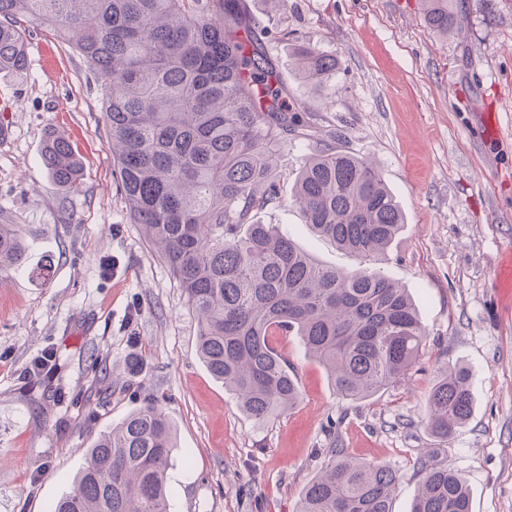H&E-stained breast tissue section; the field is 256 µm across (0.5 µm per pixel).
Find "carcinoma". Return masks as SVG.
I'll return each instance as SVG.
<instances>
[{"label": "carcinoma", "instance_id": "obj_1", "mask_svg": "<svg viewBox=\"0 0 512 512\" xmlns=\"http://www.w3.org/2000/svg\"><path fill=\"white\" fill-rule=\"evenodd\" d=\"M436 34L463 29L448 0H424ZM52 26L101 79L120 194L195 312L197 350L239 408L264 424L300 397L294 367L274 346L300 337L339 395L357 400L404 379L425 329L398 282L375 267L404 224L377 168L319 148L295 178L293 201L317 235L359 259L317 262L257 213L280 203L277 162L288 136L312 140L307 108L270 56L246 0H0V72L28 67L23 23ZM292 55L303 82H329L338 59L306 40ZM42 158L66 190L82 180L69 140L49 134ZM48 225L0 224V271L24 263L25 238ZM431 432L446 441L471 415L469 372L442 371L429 395ZM175 432L148 401L102 432L53 512H168ZM298 512H392L397 472L327 449ZM412 512H471L465 479L418 457Z\"/></svg>", "mask_w": 512, "mask_h": 512}]
</instances>
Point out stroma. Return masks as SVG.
<instances>
[{
	"label": "stroma",
	"instance_id": "1",
	"mask_svg": "<svg viewBox=\"0 0 512 512\" xmlns=\"http://www.w3.org/2000/svg\"><path fill=\"white\" fill-rule=\"evenodd\" d=\"M268 30L295 103L320 136L374 163L405 224L378 263L407 288L426 331L405 379L342 398L299 337L279 335L296 371L298 404L256 424L206 369L198 325L168 264L133 224L112 175L101 81L49 27L27 24L29 66L0 73V224H46L22 268L0 271V512H51L101 431L145 401L172 421L169 512H297L328 449L398 473L393 512H410L423 479L419 452L460 473L472 512H512V302L497 286L512 248V0H454L466 37L433 34L422 0H247ZM304 37L340 66L303 83L291 53ZM498 132L483 133L484 113ZM57 131L83 166L77 191L42 163ZM290 140L279 155L280 204L262 216L321 263L356 259L307 226L291 200L315 150ZM46 264L47 276L32 268ZM59 370L25 381L43 357ZM140 363L123 376L126 360ZM466 367L469 420L448 441L428 426L440 368Z\"/></svg>",
	"mask_w": 512,
	"mask_h": 512
}]
</instances>
